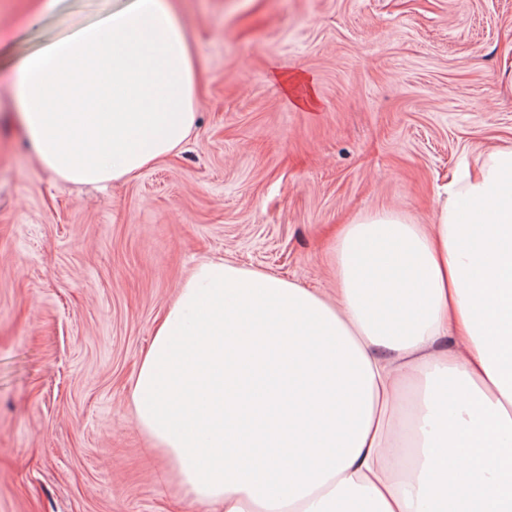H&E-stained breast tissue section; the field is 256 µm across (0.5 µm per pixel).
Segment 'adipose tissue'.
<instances>
[{"mask_svg":"<svg viewBox=\"0 0 512 512\" xmlns=\"http://www.w3.org/2000/svg\"><path fill=\"white\" fill-rule=\"evenodd\" d=\"M177 0H119L20 56L15 119L64 180H130L196 119ZM336 297L199 265L131 386L135 421L212 512H512V147L336 235Z\"/></svg>","mask_w":512,"mask_h":512,"instance_id":"adipose-tissue-1","label":"adipose tissue"}]
</instances>
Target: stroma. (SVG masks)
Instances as JSON below:
<instances>
[{"instance_id": "obj_1", "label": "stroma", "mask_w": 512, "mask_h": 512, "mask_svg": "<svg viewBox=\"0 0 512 512\" xmlns=\"http://www.w3.org/2000/svg\"><path fill=\"white\" fill-rule=\"evenodd\" d=\"M113 3L28 28L32 0H0V512H208L130 398L179 285L224 259L334 297L340 224L429 223L465 161L512 145V0H182L189 141L128 183L60 180L10 118L9 63Z\"/></svg>"}]
</instances>
